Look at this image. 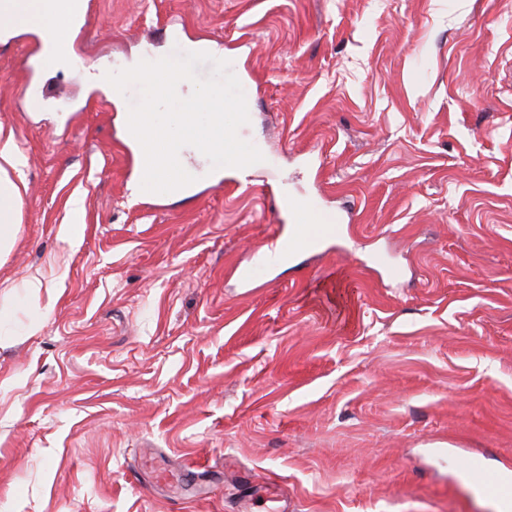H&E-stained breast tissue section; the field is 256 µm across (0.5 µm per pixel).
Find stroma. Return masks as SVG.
I'll return each mask as SVG.
<instances>
[{"mask_svg": "<svg viewBox=\"0 0 512 512\" xmlns=\"http://www.w3.org/2000/svg\"><path fill=\"white\" fill-rule=\"evenodd\" d=\"M89 3L39 111L31 32L0 48L22 158L0 512H239L272 478L295 512H497L459 468L512 465V0ZM171 18L251 83L243 141L353 212L341 240L244 287L235 267L279 224L262 173L231 196L132 195L111 134L140 91L102 77L167 55ZM146 449L201 462L207 498L129 481Z\"/></svg>", "mask_w": 512, "mask_h": 512, "instance_id": "stroma-1", "label": "stroma"}]
</instances>
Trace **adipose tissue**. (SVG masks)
Returning <instances> with one entry per match:
<instances>
[{
  "mask_svg": "<svg viewBox=\"0 0 512 512\" xmlns=\"http://www.w3.org/2000/svg\"><path fill=\"white\" fill-rule=\"evenodd\" d=\"M73 21L71 10L59 5L58 0H0V24H34L52 43L50 52L43 56L44 65H58L69 47L66 31ZM21 158L12 140L0 143V256L12 250L18 232L20 190L13 178L19 172Z\"/></svg>",
  "mask_w": 512,
  "mask_h": 512,
  "instance_id": "obj_1",
  "label": "adipose tissue"
}]
</instances>
